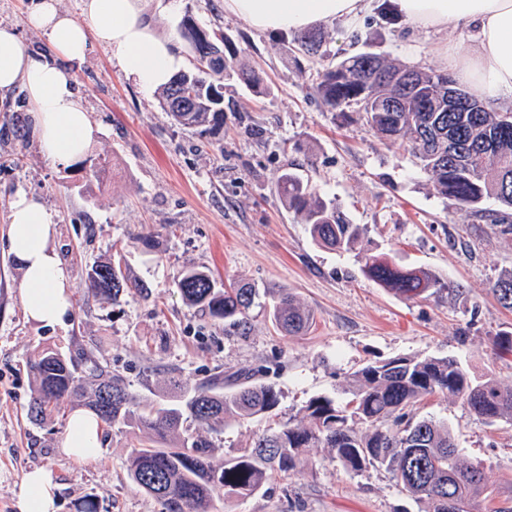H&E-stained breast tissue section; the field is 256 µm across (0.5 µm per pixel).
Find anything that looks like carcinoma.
Here are the masks:
<instances>
[{
	"label": "carcinoma",
	"mask_w": 512,
	"mask_h": 512,
	"mask_svg": "<svg viewBox=\"0 0 512 512\" xmlns=\"http://www.w3.org/2000/svg\"><path fill=\"white\" fill-rule=\"evenodd\" d=\"M181 36L193 49L195 68L176 74L161 94V105L179 124L216 127L224 120V80L235 77L258 88L260 72L236 68L235 53L224 58V36L202 28L187 16ZM324 36L309 30L295 34L290 52L315 57ZM386 71L405 77L401 85L376 81ZM448 75L400 68L373 53H359L317 73L313 89L322 104L339 116L352 110L387 141L405 144L427 173L437 194L469 207L487 224L512 233V112H498L489 102L470 94V112L444 106L443 84ZM283 205L309 226L312 238L331 249H346L362 234L349 224L331 200L320 197L309 180L285 172L277 181ZM494 199L499 208L481 204ZM366 274L379 285L407 296L429 289L441 292L448 283L424 270H407L365 257ZM88 288L101 300L115 302L131 283L121 267L100 262L87 273ZM178 287L184 302L199 307L217 321L243 326L255 303L256 289L247 284L218 288L198 269L181 274ZM492 291L498 303L512 309V271L499 275ZM272 323L287 335L308 330L313 316L288 289L281 288L269 310ZM37 396L29 419L41 422L71 402L92 410L108 427L145 431L148 440L127 458L131 479L164 506L166 512H213L215 503L246 498L259 492L276 473L288 477L306 463L310 448H330L332 459L346 472L386 471L408 497L425 501L430 512H470L482 489V470L463 463L448 424L413 413L424 397L438 392L460 399L479 418L493 423L512 418V388L492 378L469 375L451 357H398L375 362L352 373L339 404L317 396L304 406L307 424H282L266 430L245 448H232L224 464L210 460L212 442L186 425L197 423L208 433H220L229 418L248 421L267 417L278 404L270 385L242 383L228 394L224 382L188 387L169 381L170 403L136 401L124 380L100 367L79 369V362L47 351L32 365ZM365 430H356V425Z\"/></svg>",
	"instance_id": "cac0c4a2"
}]
</instances>
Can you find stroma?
Listing matches in <instances>:
<instances>
[{
	"label": "stroma",
	"instance_id": "obj_1",
	"mask_svg": "<svg viewBox=\"0 0 512 512\" xmlns=\"http://www.w3.org/2000/svg\"><path fill=\"white\" fill-rule=\"evenodd\" d=\"M29 5L0 0V22L33 50L47 51L45 36L27 24ZM181 13L223 31L237 63L266 74L263 93L225 81L224 124L216 133L175 122L159 91L127 81L94 42L74 69L95 128L81 159L60 166L42 155L24 93L0 106V512H16L15 491L34 469L51 474L58 512H81L88 499L98 512H162L129 477L132 430L103 432L100 458L79 461L59 446L67 416L29 420L36 393L29 365L45 351L84 353L87 362L122 375L138 398L164 391L174 378L192 386L218 377L273 386L279 404L271 417L230 420L212 435L216 464L270 422L305 423L312 397L343 401L349 374L375 361L451 356L470 375L512 388V354L494 344L497 334L512 332V310L492 292L498 275L512 270V234L439 196L406 146L382 140L359 115L335 117L310 88L317 69L360 52L442 72L430 37L391 20L390 0H375L357 25L323 24L315 58L289 54L292 34L262 33L225 16L224 0H182ZM286 171L309 178L360 225L358 243L341 251L317 245L277 195ZM18 190L54 217V246L73 301L62 328L27 320L20 304L21 273L6 238ZM367 254L431 272L454 290L395 293L366 275ZM108 260L137 283L115 303L87 290L91 265ZM190 268L208 271L220 287L249 284L266 300L288 289L313 324L286 336L257 307L242 330L213 321L181 299L178 280ZM416 413L446 421L461 459L481 467L484 491L472 512H512V419L486 424L443 393L424 399ZM307 456L299 473L272 477L253 496L217 503L216 512H426V503L402 493L385 471L353 477L331 461L329 449Z\"/></svg>",
	"mask_w": 512,
	"mask_h": 512
}]
</instances>
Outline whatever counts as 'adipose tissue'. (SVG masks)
<instances>
[{
  "label": "adipose tissue",
  "instance_id": "1",
  "mask_svg": "<svg viewBox=\"0 0 512 512\" xmlns=\"http://www.w3.org/2000/svg\"><path fill=\"white\" fill-rule=\"evenodd\" d=\"M413 29L459 34V44L437 52L448 71L471 91L512 102V0H392ZM372 0H224L226 15L259 32L312 29L336 20L353 23ZM182 0H81V15L63 13L58 0H33L29 26L48 40L52 53L36 56L16 29L0 25V99L15 91L27 97L33 132L45 157L68 164L82 156L93 124L75 90L73 67L89 41L105 48L126 79L151 91L168 83L187 64L174 33H160L161 15L176 21ZM54 220L40 199L17 191L10 203L8 249L22 274L20 303L44 327L64 325L72 312L70 283L52 244ZM62 450L81 460L98 459L101 428L96 415L74 411ZM56 486L42 469L28 472L16 491L18 512H58Z\"/></svg>",
  "mask_w": 512,
  "mask_h": 512
}]
</instances>
